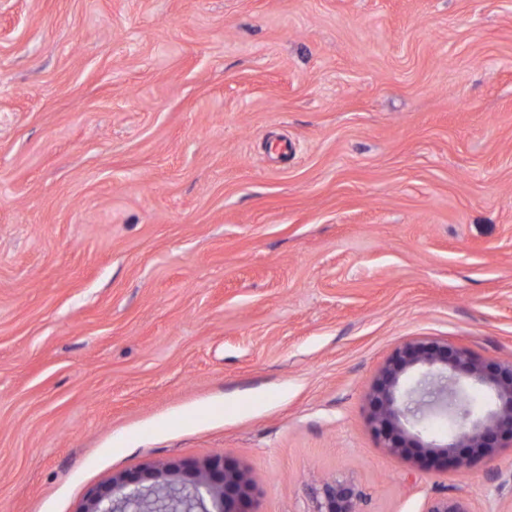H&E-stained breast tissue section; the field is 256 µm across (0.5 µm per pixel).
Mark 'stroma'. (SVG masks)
I'll return each instance as SVG.
<instances>
[{
	"label": "stroma",
	"instance_id": "1",
	"mask_svg": "<svg viewBox=\"0 0 512 512\" xmlns=\"http://www.w3.org/2000/svg\"><path fill=\"white\" fill-rule=\"evenodd\" d=\"M414 338L512 360V0H0V512L227 456L253 512H512L396 456ZM367 494L357 483L347 478L324 482L315 493L313 512H365L361 509ZM424 512H475L468 498L455 495H440L430 499Z\"/></svg>",
	"mask_w": 512,
	"mask_h": 512
}]
</instances>
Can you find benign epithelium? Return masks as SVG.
I'll list each match as a JSON object with an SVG mask.
<instances>
[{"label":"benign epithelium","instance_id":"7a95c632","mask_svg":"<svg viewBox=\"0 0 512 512\" xmlns=\"http://www.w3.org/2000/svg\"><path fill=\"white\" fill-rule=\"evenodd\" d=\"M488 385L495 408L475 418L456 403L466 393L461 378ZM452 413L456 428L442 445L441 458L468 470L473 461L454 454L472 448L476 455L493 459L502 436L512 434V361L486 362L467 348L446 341H410L389 357L373 386L371 422L375 434L394 454L408 443H423L425 415ZM250 487L247 475L221 457L194 468L190 480L165 465L152 464L137 476L118 474L87 498L80 512H243ZM367 494L347 478L324 482L315 493L314 512H364ZM424 512H474L462 496L440 495L430 499Z\"/></svg>","mask_w":512,"mask_h":512}]
</instances>
